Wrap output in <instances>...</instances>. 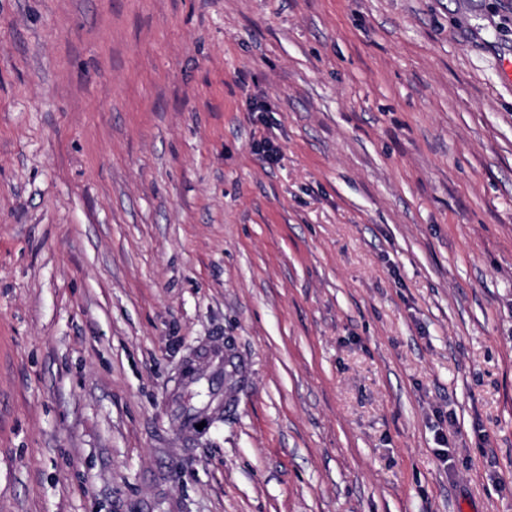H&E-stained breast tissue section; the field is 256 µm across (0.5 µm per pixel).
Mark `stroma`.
<instances>
[{"instance_id": "obj_1", "label": "stroma", "mask_w": 512, "mask_h": 512, "mask_svg": "<svg viewBox=\"0 0 512 512\" xmlns=\"http://www.w3.org/2000/svg\"><path fill=\"white\" fill-rule=\"evenodd\" d=\"M505 58L512 0H0V512H512Z\"/></svg>"}]
</instances>
